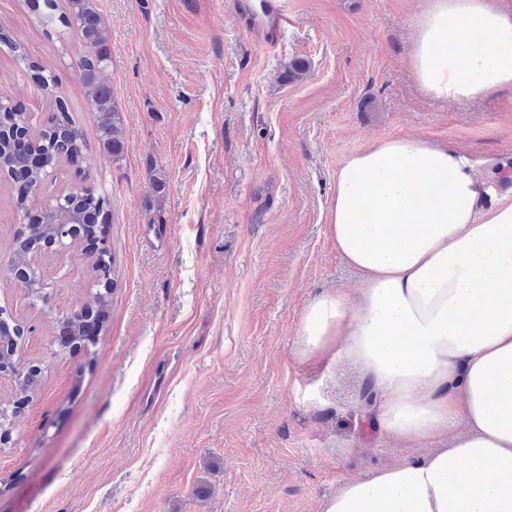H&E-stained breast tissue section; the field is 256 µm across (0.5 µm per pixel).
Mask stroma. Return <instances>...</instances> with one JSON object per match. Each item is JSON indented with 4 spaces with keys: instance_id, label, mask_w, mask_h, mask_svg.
Returning a JSON list of instances; mask_svg holds the SVG:
<instances>
[{
    "instance_id": "obj_1",
    "label": "stroma",
    "mask_w": 512,
    "mask_h": 512,
    "mask_svg": "<svg viewBox=\"0 0 512 512\" xmlns=\"http://www.w3.org/2000/svg\"><path fill=\"white\" fill-rule=\"evenodd\" d=\"M283 2L292 23L260 48L231 0H96L100 79L123 118L115 162L87 108L83 42L44 30L28 0H0V98L38 128L64 98L85 157L84 176L60 164L28 205L82 181L108 194L114 257L95 342L62 347L94 256L31 250L48 289L29 298L9 272L23 219L0 172V313L31 330L16 365L40 368L0 446V512H323L344 480L422 455L377 430L352 362L299 353L308 305L360 288L324 232L332 188L370 139L410 135L477 161L498 197L512 188V87L447 103L418 89L427 0ZM15 43L55 85L31 80ZM296 59L306 71L281 81Z\"/></svg>"
}]
</instances>
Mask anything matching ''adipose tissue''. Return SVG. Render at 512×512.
Returning a JSON list of instances; mask_svg holds the SVG:
<instances>
[{"label":"adipose tissue","instance_id":"1","mask_svg":"<svg viewBox=\"0 0 512 512\" xmlns=\"http://www.w3.org/2000/svg\"><path fill=\"white\" fill-rule=\"evenodd\" d=\"M412 67L441 101L512 87V0H428ZM465 155L379 139L336 173L325 233L356 298L307 308L301 354L353 362L381 430L427 453L349 479L323 512H512V198Z\"/></svg>","mask_w":512,"mask_h":512}]
</instances>
